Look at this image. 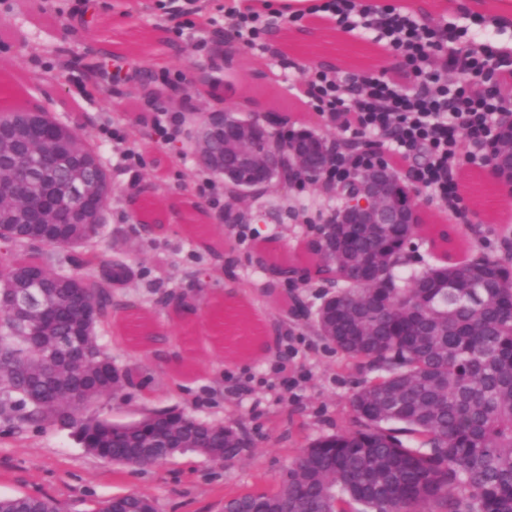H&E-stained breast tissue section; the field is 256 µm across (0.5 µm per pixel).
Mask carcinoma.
Instances as JSON below:
<instances>
[{
    "label": "carcinoma",
    "mask_w": 512,
    "mask_h": 512,
    "mask_svg": "<svg viewBox=\"0 0 512 512\" xmlns=\"http://www.w3.org/2000/svg\"><path fill=\"white\" fill-rule=\"evenodd\" d=\"M51 121L42 110L0 112V127L12 133L9 150L0 147V406L20 419L53 425L80 406L87 408L118 386L102 379L112 363L107 347L91 332L80 349L66 350L78 318L71 314L77 294L55 291L69 314L45 317L37 325L41 341L17 331L9 309L16 272L39 265L47 279L84 285L98 311L96 324L112 316V305L134 314L139 301L122 290L135 270L125 259L91 246L106 223L91 213L87 223L49 232L48 248L33 247L42 225L56 220L57 202L48 188L62 175L40 170V156L59 151L83 173L95 169L97 147L67 125L40 142H29L31 116ZM256 145L276 147L288 176L283 140L263 127ZM34 167L38 176L22 185L16 169ZM418 224H387L367 234L337 218L323 225L306 248L316 273L336 287L318 308L317 335L373 377L354 394L355 426L301 449L274 488L224 498V512H512V258L473 251L457 263L438 261L403 278L404 241ZM78 254L68 272L51 269V249ZM274 293L283 267L264 251L252 258ZM59 354L45 366L43 347ZM164 421L171 440L191 433L181 412L149 413ZM80 442L98 454L128 464L154 441L152 427L109 422L74 425ZM212 460H230L247 446L245 434L211 426L201 442L188 441ZM0 512H57L48 500L0 497Z\"/></svg>",
    "instance_id": "1"
}]
</instances>
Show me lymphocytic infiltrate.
<instances>
[{
    "label": "lymphocytic infiltrate",
    "instance_id": "f902f5d3",
    "mask_svg": "<svg viewBox=\"0 0 512 512\" xmlns=\"http://www.w3.org/2000/svg\"><path fill=\"white\" fill-rule=\"evenodd\" d=\"M322 10L344 33L373 34L382 53L399 61L387 79L368 70L343 77L318 70L304 78L328 123L374 143L370 151H335L324 182L343 183L378 163L407 165L430 201L464 218L469 201L461 165L481 155L497 124L512 89V60L464 27L432 28L412 14L361 8L356 0H325ZM452 73L463 81L449 83Z\"/></svg>",
    "mask_w": 512,
    "mask_h": 512
}]
</instances>
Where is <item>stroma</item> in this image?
I'll return each mask as SVG.
<instances>
[{"label":"stroma","instance_id":"1","mask_svg":"<svg viewBox=\"0 0 512 512\" xmlns=\"http://www.w3.org/2000/svg\"><path fill=\"white\" fill-rule=\"evenodd\" d=\"M370 6L406 5L429 23L474 25L484 14L447 6L432 10L433 0H359ZM84 17L71 14L73 0H0V67L16 73L9 106L39 107L57 122L79 125L98 148L111 193L106 228L95 239L98 251L121 253L135 262L139 277L130 293L139 301L151 328L162 336L159 347L131 341L126 312H113L98 330L101 344L133 382L110 398L91 404L86 415L116 423L153 410L177 409L215 425L245 431L250 445L233 461L219 463L187 450L149 466L117 465L90 454L70 427L18 424L0 413V496L49 498L61 512H95L100 501L116 495L148 496L157 512H222L224 495L275 486L300 448L322 437L352 429L351 397L368 380L342 354L315 333L311 319L292 312L291 293L316 311L324 283L306 261L305 243L341 204L323 183L273 187L245 197L224 196L215 206L203 192L202 168L192 150L197 121L212 108L228 105L243 118L257 111L284 117L285 128L310 130L326 140L345 142L313 107L292 106L290 82H274L275 36L287 32L292 60L309 69L346 75L351 58L369 44L344 34L318 42L309 20L281 21L268 28L261 45L239 39L224 42L225 16L233 0H95ZM116 61L134 59L153 76L173 77L160 110L184 115L181 137L168 143L152 139L150 125L136 115L144 86L138 80L115 86L90 84L87 69L100 47ZM209 71L212 86L197 82ZM119 128L127 141L144 146L138 178L124 172L119 150L109 136ZM205 205L203 237L190 235L184 221L189 201ZM150 205L161 223L148 234L139 212ZM231 208L273 260L303 269L297 291L281 285L267 295L264 273L252 266L251 248L237 228L221 221ZM494 220L472 212L458 220L438 204L421 200L422 231L408 250L405 272L435 263L445 255L458 262L466 250L492 255L512 253V196L502 199ZM223 246L226 270L210 272L204 241ZM287 360L288 374L273 366Z\"/></svg>","mask_w":512,"mask_h":512}]
</instances>
